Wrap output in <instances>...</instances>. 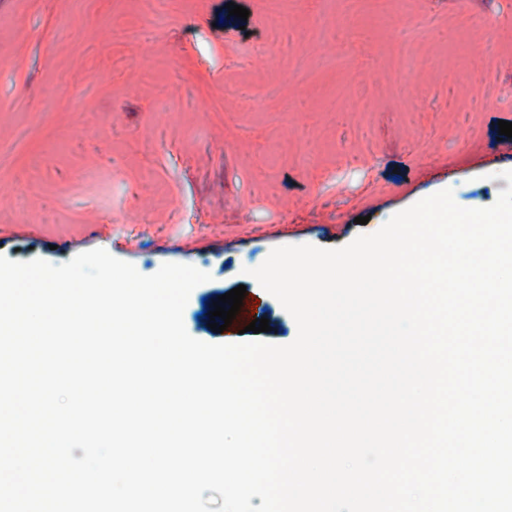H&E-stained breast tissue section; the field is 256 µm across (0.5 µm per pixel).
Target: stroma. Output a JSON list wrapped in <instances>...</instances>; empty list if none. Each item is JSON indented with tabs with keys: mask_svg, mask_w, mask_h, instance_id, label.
I'll return each mask as SVG.
<instances>
[{
	"mask_svg": "<svg viewBox=\"0 0 512 512\" xmlns=\"http://www.w3.org/2000/svg\"><path fill=\"white\" fill-rule=\"evenodd\" d=\"M502 120L512 0H0V256L190 264L211 276L192 337L286 345L297 325L251 269L446 188L491 206ZM241 285L269 331L198 324Z\"/></svg>",
	"mask_w": 512,
	"mask_h": 512,
	"instance_id": "35a3bbf8",
	"label": "stroma"
}]
</instances>
